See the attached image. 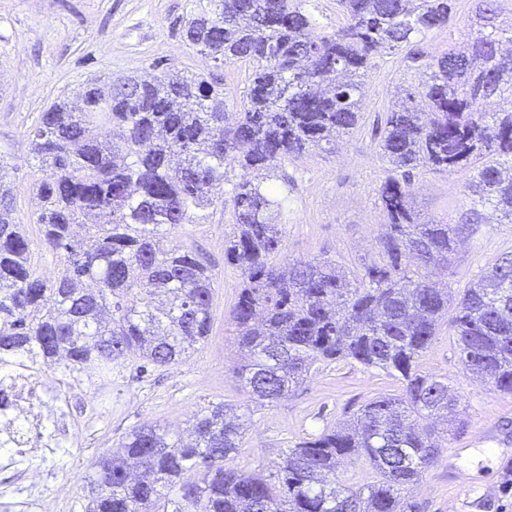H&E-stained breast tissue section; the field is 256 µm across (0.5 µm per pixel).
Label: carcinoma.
<instances>
[{
  "mask_svg": "<svg viewBox=\"0 0 512 512\" xmlns=\"http://www.w3.org/2000/svg\"><path fill=\"white\" fill-rule=\"evenodd\" d=\"M308 2L199 0L183 38L217 61L253 65L241 112L226 109L221 84L169 71L93 80L41 113L29 134L45 173L35 183L37 224L65 268L50 284L33 272L0 179V355L59 360L103 379L130 354L181 362L209 336L212 282L194 253L162 251L156 237L166 224L200 223L218 191L233 208L224 259L244 279L230 320L246 390L272 403L314 364L350 359L397 374L403 394L371 400L353 421L288 449L275 483L224 467L243 432L222 403L196 414L186 439L144 424L122 452L96 462L87 512H418L407 493L442 448L439 429L420 420L456 421L448 382L418 369L448 315L464 370L512 393V252L450 297L430 272L448 267L459 226L419 221L410 191L420 169L471 168V215L483 208L512 224V110L496 108L512 98V24L500 0H474L472 36L439 56L422 40L448 26L452 0H336L345 23L319 39L309 36L317 22ZM381 49L406 50V69L428 78L401 88L376 123L387 164L379 250L361 275L329 259L279 268L269 259L292 180H266L283 161L330 152L358 128L363 78ZM108 126L113 137L103 139ZM235 164L265 178L235 183ZM78 224L88 225L86 246ZM354 456L379 480L336 484L338 464Z\"/></svg>",
  "mask_w": 512,
  "mask_h": 512,
  "instance_id": "cac0c4a2",
  "label": "carcinoma"
}]
</instances>
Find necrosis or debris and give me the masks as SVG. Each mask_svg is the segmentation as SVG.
Segmentation results:
<instances>
[{
	"instance_id": "necrosis-or-debris-1",
	"label": "necrosis or debris",
	"mask_w": 512,
	"mask_h": 512,
	"mask_svg": "<svg viewBox=\"0 0 512 512\" xmlns=\"http://www.w3.org/2000/svg\"><path fill=\"white\" fill-rule=\"evenodd\" d=\"M82 394V383L50 374L32 361L16 359L0 366V447L8 451L0 468H13L17 455L31 458L25 469L29 484L20 503L23 512H59L60 500L49 498L41 487L39 463L74 446L72 431H63L54 421L65 418Z\"/></svg>"
}]
</instances>
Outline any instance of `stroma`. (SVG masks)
Listing matches in <instances>:
<instances>
[{
	"label": "stroma",
	"instance_id": "stroma-1",
	"mask_svg": "<svg viewBox=\"0 0 512 512\" xmlns=\"http://www.w3.org/2000/svg\"><path fill=\"white\" fill-rule=\"evenodd\" d=\"M194 8L195 0H0V175L13 189L14 216L29 235L30 262L40 277L53 280L64 269L34 219L32 184L41 171L28 133L41 112L91 79L151 78L157 60L174 71L214 78L225 87L228 107L242 109L252 67L215 61L183 39L181 29ZM472 8L473 0H455L449 27L425 37L429 52L442 54L468 36ZM425 79L424 73L405 68L401 51L381 52L364 78L358 129L342 137L333 154L313 151L283 162L293 191L282 248L272 256L273 264L330 258L360 273L365 259L378 250L383 222L377 189L386 165L379 155L376 117L393 108L397 86H415ZM472 177L468 169H427L411 183L421 219L462 228L451 266L432 272L439 286L457 294L502 253L512 251V224L465 223ZM206 213L202 224L164 226L159 246L188 247L207 266L214 287L210 334L174 365L147 366L131 356L113 366L107 384L96 373L80 372L83 401L97 407V420L44 478L48 493L62 499L69 512H85L99 456L117 451L125 436L144 422L181 430L209 405L244 409L242 446L225 465L267 474L295 444L373 398L403 392L401 380L392 373L341 360L314 365L307 380L287 397L254 405L237 374L243 359L229 317L242 284L239 270L224 260L232 210L218 198ZM420 368L447 380L460 399L465 426L449 436L437 461L411 489V501L421 505V512H512V394L463 370L453 329L445 322L421 357Z\"/></svg>",
	"mask_w": 512,
	"mask_h": 512
}]
</instances>
